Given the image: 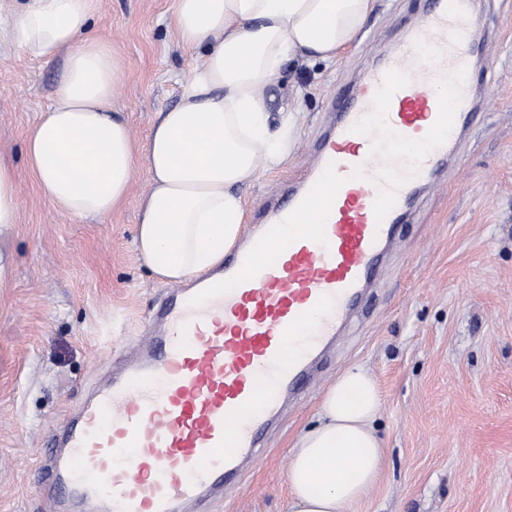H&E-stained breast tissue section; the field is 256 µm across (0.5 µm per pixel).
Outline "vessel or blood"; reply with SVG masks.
Here are the masks:
<instances>
[{
    "label": "vessel or blood",
    "instance_id": "b4317fda",
    "mask_svg": "<svg viewBox=\"0 0 512 512\" xmlns=\"http://www.w3.org/2000/svg\"><path fill=\"white\" fill-rule=\"evenodd\" d=\"M474 0H430L340 97L313 165L275 204L267 255L239 248L173 289L54 448L47 512H183L236 485L366 297L418 185L476 116Z\"/></svg>",
    "mask_w": 512,
    "mask_h": 512
}]
</instances>
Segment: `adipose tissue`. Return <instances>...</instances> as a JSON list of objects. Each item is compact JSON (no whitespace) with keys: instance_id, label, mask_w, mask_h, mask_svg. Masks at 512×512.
I'll use <instances>...</instances> for the list:
<instances>
[{"instance_id":"1","label":"adipose tissue","mask_w":512,"mask_h":512,"mask_svg":"<svg viewBox=\"0 0 512 512\" xmlns=\"http://www.w3.org/2000/svg\"><path fill=\"white\" fill-rule=\"evenodd\" d=\"M92 3L21 0L6 30L32 57L65 58L27 157L43 196L79 221L109 215L145 166L150 189L138 204L135 246L156 276L181 283L207 273L238 242L242 187L290 152L293 111L271 124L261 87L285 63L333 60L361 31L372 0H176L171 21L196 62L142 152L112 105L120 63L86 35ZM379 408L364 368L337 379L294 446L290 512H347L373 486L383 463Z\"/></svg>"}]
</instances>
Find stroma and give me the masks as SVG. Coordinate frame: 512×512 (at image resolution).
<instances>
[{
	"mask_svg": "<svg viewBox=\"0 0 512 512\" xmlns=\"http://www.w3.org/2000/svg\"><path fill=\"white\" fill-rule=\"evenodd\" d=\"M428 0H375L352 45L332 61L283 67L262 89L271 122L301 112L281 165L246 187L245 222L301 178L331 123L336 91L391 49ZM490 39L473 61L480 122L458 160L421 189L397 253L287 419L263 433V455L211 512H289L288 467L323 396L348 367L380 393L383 466L349 512H512V0H475ZM174 0H94L90 34L121 65L113 102L145 148L158 112L180 100L192 51L169 18ZM61 60L28 56L0 36V160L16 174L19 221L0 230V512H39L51 436L122 360L167 290L134 243L149 190L138 168L128 198L87 223L40 193L25 151L59 82Z\"/></svg>",
	"mask_w": 512,
	"mask_h": 512,
	"instance_id": "35a3bbf8",
	"label": "stroma"
}]
</instances>
